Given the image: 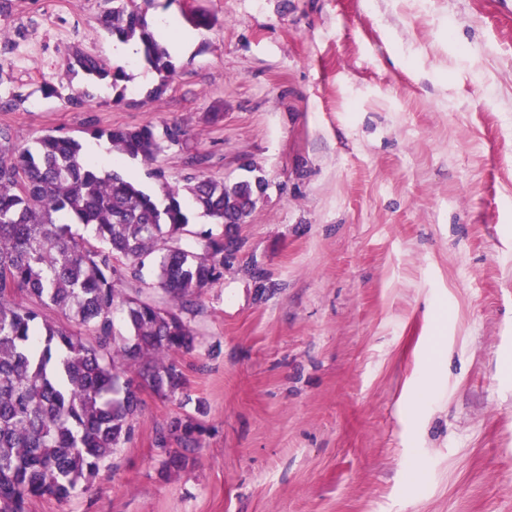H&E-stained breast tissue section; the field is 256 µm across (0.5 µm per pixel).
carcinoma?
Returning a JSON list of instances; mask_svg holds the SVG:
<instances>
[{"label":"carcinoma","instance_id":"carcinoma-1","mask_svg":"<svg viewBox=\"0 0 512 512\" xmlns=\"http://www.w3.org/2000/svg\"><path fill=\"white\" fill-rule=\"evenodd\" d=\"M102 26L119 39L137 40L145 61L162 74V94L174 70L168 50L149 28L135 0H110ZM73 59L86 74H109L92 56ZM112 82L125 78L116 69ZM119 157L153 162L166 142L182 136L178 126L94 129ZM236 182L191 177L183 188L162 183L159 201L117 171L102 173L82 154V144L45 134L22 148L0 127V512H26L29 501L49 496L66 501L95 478L102 462L121 447L141 410L142 387L165 396L184 384L171 355L194 349L188 320L196 298L220 275L236 242L204 237L199 251L169 246L181 241L189 217L184 196L215 223L246 218L255 209L257 167ZM75 224L95 226L101 245L83 240ZM156 270L165 302L140 289L146 264ZM61 317L50 321L44 308ZM121 309L128 335L114 331ZM88 328L92 336L69 327ZM137 366L121 379L116 360ZM194 429L174 420L156 435L197 447Z\"/></svg>","mask_w":512,"mask_h":512}]
</instances>
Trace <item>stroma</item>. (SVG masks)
Masks as SVG:
<instances>
[{
    "mask_svg": "<svg viewBox=\"0 0 512 512\" xmlns=\"http://www.w3.org/2000/svg\"><path fill=\"white\" fill-rule=\"evenodd\" d=\"M194 35L161 96L111 56L104 0H0V109L48 133L179 125L154 165L269 187L201 292L184 385L27 512H512V16L499 0H136ZM126 77L88 81L73 50ZM58 86L51 94L49 86ZM90 93L81 109L69 89ZM160 168L164 181L150 174ZM199 446L166 468L157 432ZM193 433L194 429L191 425L183 424L179 420H174L171 422L166 431L161 430L156 435L155 443L157 447H159L169 455V460L167 464L177 466L182 458L181 455H177L176 453L171 454V451L169 450V448H167L171 436L176 437L177 440H180V442L184 444V449L187 450L191 446L193 448L197 447V441L194 438Z\"/></svg>",
    "mask_w": 512,
    "mask_h": 512,
    "instance_id": "stroma-1",
    "label": "stroma"
}]
</instances>
